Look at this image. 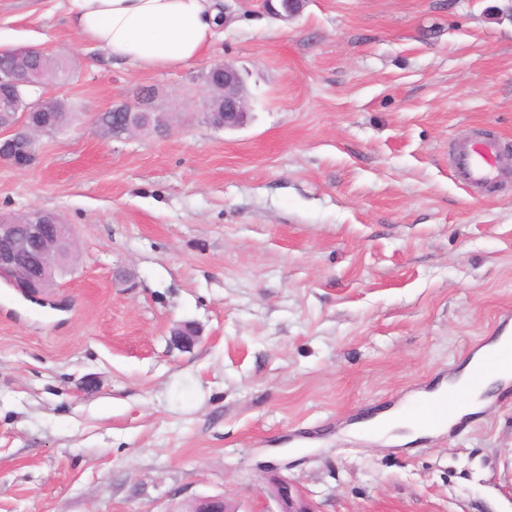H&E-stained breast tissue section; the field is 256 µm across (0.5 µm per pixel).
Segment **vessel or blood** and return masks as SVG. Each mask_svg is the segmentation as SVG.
Instances as JSON below:
<instances>
[{
    "label": "vessel or blood",
    "mask_w": 512,
    "mask_h": 512,
    "mask_svg": "<svg viewBox=\"0 0 512 512\" xmlns=\"http://www.w3.org/2000/svg\"><path fill=\"white\" fill-rule=\"evenodd\" d=\"M453 166L457 176L474 188L492 185L506 177L498 160V143L488 134L460 144L453 156ZM455 411L451 402L418 398L404 405L402 415L410 422L441 425L448 423Z\"/></svg>",
    "instance_id": "1"
}]
</instances>
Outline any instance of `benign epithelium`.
<instances>
[{
	"mask_svg": "<svg viewBox=\"0 0 512 512\" xmlns=\"http://www.w3.org/2000/svg\"><path fill=\"white\" fill-rule=\"evenodd\" d=\"M35 87L39 82L24 80L19 73L0 71V112H14L17 120L0 127V163L17 169L32 167L37 160L34 136L47 132L49 124L40 123V112L56 110V100L46 95L20 108L21 88ZM208 86L219 88L223 103L213 108L221 129L241 126L246 118L247 96L244 78L229 61L213 64L209 69ZM153 100L139 98L135 104L122 102L112 106L122 134L130 135L142 126L129 119L131 112H151ZM74 262V234L70 225L44 212L34 211L23 224H15L0 217V279L5 280L23 297L40 300L52 288L56 276ZM172 344L181 351H190L199 341V332L190 324H183L172 332ZM270 496L278 506L277 512H315L314 507L298 494L288 480L269 479ZM189 512H237L222 495L196 496L185 500Z\"/></svg>",
	"mask_w": 512,
	"mask_h": 512,
	"instance_id": "benign-epithelium-1",
	"label": "benign epithelium"
}]
</instances>
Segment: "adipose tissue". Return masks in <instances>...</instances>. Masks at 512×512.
<instances>
[{
	"instance_id": "1",
	"label": "adipose tissue",
	"mask_w": 512,
	"mask_h": 512,
	"mask_svg": "<svg viewBox=\"0 0 512 512\" xmlns=\"http://www.w3.org/2000/svg\"><path fill=\"white\" fill-rule=\"evenodd\" d=\"M73 30L106 57L141 69L157 70L194 61L210 46L219 25V0H67ZM512 347V334L503 333L476 352L455 379L428 391L431 399H449L457 417L476 413L483 393L512 380V369L486 377L472 386L470 375L485 353ZM353 431L373 439L408 444L423 436L441 434L438 426L407 422L400 409H387L353 424Z\"/></svg>"
}]
</instances>
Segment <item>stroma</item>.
Returning a JSON list of instances; mask_svg holds the SVG:
<instances>
[{"mask_svg":"<svg viewBox=\"0 0 512 512\" xmlns=\"http://www.w3.org/2000/svg\"><path fill=\"white\" fill-rule=\"evenodd\" d=\"M222 6L199 58L144 72L65 0H0V51L69 58L43 92L75 114L31 168L0 163V213L55 212L76 249L50 305L0 280V512H274L267 460L319 512H512V390L407 446L346 431L512 320V184L451 166L486 131L512 169V0ZM224 60L248 91L233 130L205 118ZM147 90L168 131L100 133ZM188 504V512H237L224 496H196L184 500Z\"/></svg>","mask_w":512,"mask_h":512,"instance_id":"1","label":"stroma"}]
</instances>
